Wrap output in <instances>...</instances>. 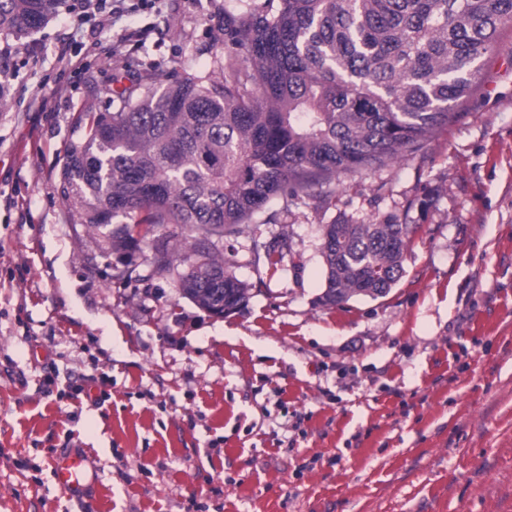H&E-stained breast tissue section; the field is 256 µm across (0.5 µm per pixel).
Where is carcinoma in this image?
<instances>
[{"label": "carcinoma", "instance_id": "cac0c4a2", "mask_svg": "<svg viewBox=\"0 0 512 512\" xmlns=\"http://www.w3.org/2000/svg\"><path fill=\"white\" fill-rule=\"evenodd\" d=\"M65 0H0V73L10 41L43 27ZM512 24V0H228L224 57L190 77H148L83 112L61 192L98 245L130 254L170 225L196 259L180 271L168 242L155 271L213 313L211 291L245 307L251 286L217 243L282 224L293 201L323 203L346 179L416 152L459 117L478 63ZM125 224L108 229L112 218ZM411 226L399 215L323 227L328 297L386 296L403 274ZM288 232L269 246L283 259Z\"/></svg>", "mask_w": 512, "mask_h": 512}]
</instances>
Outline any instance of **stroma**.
Here are the masks:
<instances>
[{"instance_id":"obj_1","label":"stroma","mask_w":512,"mask_h":512,"mask_svg":"<svg viewBox=\"0 0 512 512\" xmlns=\"http://www.w3.org/2000/svg\"><path fill=\"white\" fill-rule=\"evenodd\" d=\"M225 0L75 13L15 42L0 111V512H512V28L459 118L398 164L225 239L248 305L216 318L102 252L61 194L80 112L224 52ZM84 62L72 72L55 46ZM47 111H38L40 101ZM428 197L426 208L416 202ZM406 214L385 297L316 305L322 228ZM84 392L74 395V385ZM83 452L74 497L50 459Z\"/></svg>"}]
</instances>
